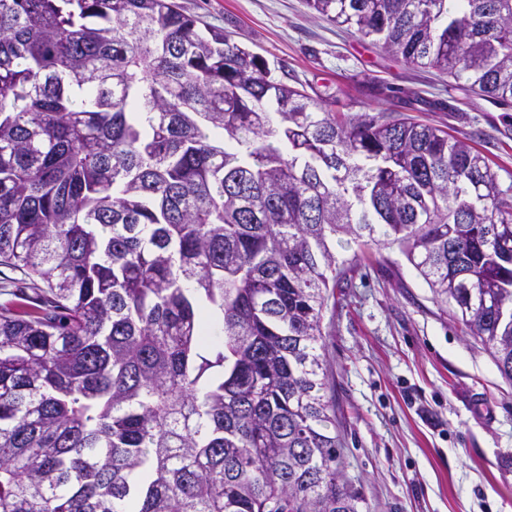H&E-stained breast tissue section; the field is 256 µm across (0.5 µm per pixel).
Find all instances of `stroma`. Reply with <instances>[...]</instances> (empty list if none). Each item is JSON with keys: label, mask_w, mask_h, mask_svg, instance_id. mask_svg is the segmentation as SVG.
Here are the masks:
<instances>
[{"label": "stroma", "mask_w": 512, "mask_h": 512, "mask_svg": "<svg viewBox=\"0 0 512 512\" xmlns=\"http://www.w3.org/2000/svg\"><path fill=\"white\" fill-rule=\"evenodd\" d=\"M273 79L328 110L403 113L512 171V107L405 63L306 0H176ZM323 342L344 472L360 512H512V384L398 249H370L327 307Z\"/></svg>", "instance_id": "1"}]
</instances>
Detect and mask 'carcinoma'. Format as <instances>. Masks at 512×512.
Wrapping results in <instances>:
<instances>
[{"label": "carcinoma", "instance_id": "obj_1", "mask_svg": "<svg viewBox=\"0 0 512 512\" xmlns=\"http://www.w3.org/2000/svg\"><path fill=\"white\" fill-rule=\"evenodd\" d=\"M307 4L512 105V0ZM362 107L173 0H0V512H358L338 248L398 247L512 383V173Z\"/></svg>", "mask_w": 512, "mask_h": 512}]
</instances>
